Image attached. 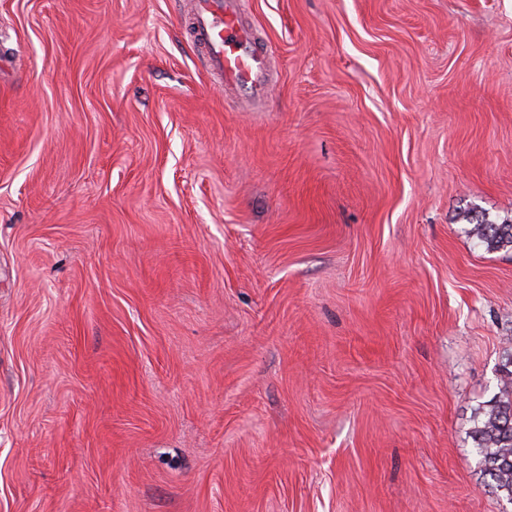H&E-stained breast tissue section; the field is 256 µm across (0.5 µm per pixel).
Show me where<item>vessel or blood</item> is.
I'll list each match as a JSON object with an SVG mask.
<instances>
[{
	"mask_svg": "<svg viewBox=\"0 0 512 512\" xmlns=\"http://www.w3.org/2000/svg\"><path fill=\"white\" fill-rule=\"evenodd\" d=\"M243 0H190L186 25L209 71L225 87H244L265 99L269 85L268 44L239 20Z\"/></svg>",
	"mask_w": 512,
	"mask_h": 512,
	"instance_id": "vessel-or-blood-1",
	"label": "vessel or blood"
}]
</instances>
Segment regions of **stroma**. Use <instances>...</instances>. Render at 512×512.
<instances>
[{
  "mask_svg": "<svg viewBox=\"0 0 512 512\" xmlns=\"http://www.w3.org/2000/svg\"><path fill=\"white\" fill-rule=\"evenodd\" d=\"M0 0V512H512V0ZM243 0H191L186 25L197 48L204 52L209 71L227 88L246 87L264 101L269 85V45L239 17ZM489 251L512 250V224H474L469 232ZM498 392L473 416L471 437L490 488L512 501V350L500 372Z\"/></svg>",
  "mask_w": 512,
  "mask_h": 512,
  "instance_id": "stroma-1",
  "label": "stroma"
}]
</instances>
